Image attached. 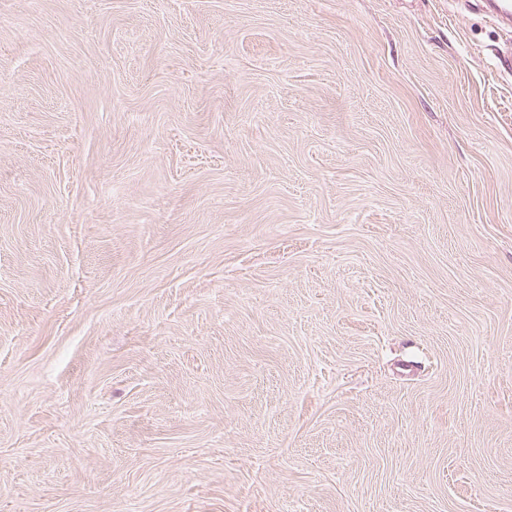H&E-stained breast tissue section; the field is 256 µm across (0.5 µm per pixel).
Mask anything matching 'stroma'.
<instances>
[{"instance_id": "1", "label": "stroma", "mask_w": 512, "mask_h": 512, "mask_svg": "<svg viewBox=\"0 0 512 512\" xmlns=\"http://www.w3.org/2000/svg\"><path fill=\"white\" fill-rule=\"evenodd\" d=\"M0 512H512V31L0 0Z\"/></svg>"}]
</instances>
